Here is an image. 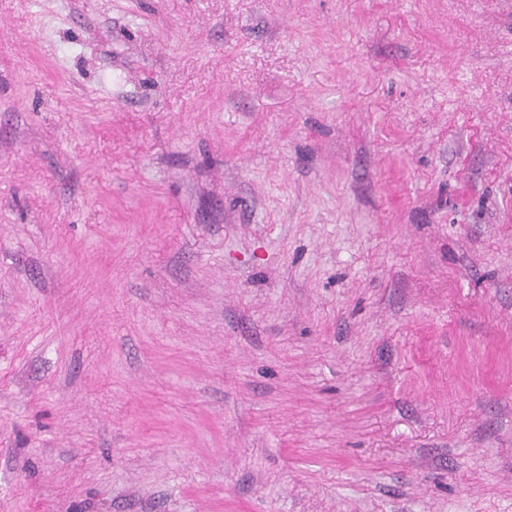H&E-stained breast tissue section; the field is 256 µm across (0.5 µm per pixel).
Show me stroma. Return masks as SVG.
I'll list each match as a JSON object with an SVG mask.
<instances>
[{"instance_id":"35a3bbf8","label":"stroma","mask_w":512,"mask_h":512,"mask_svg":"<svg viewBox=\"0 0 512 512\" xmlns=\"http://www.w3.org/2000/svg\"><path fill=\"white\" fill-rule=\"evenodd\" d=\"M0 512H512V0H0Z\"/></svg>"}]
</instances>
